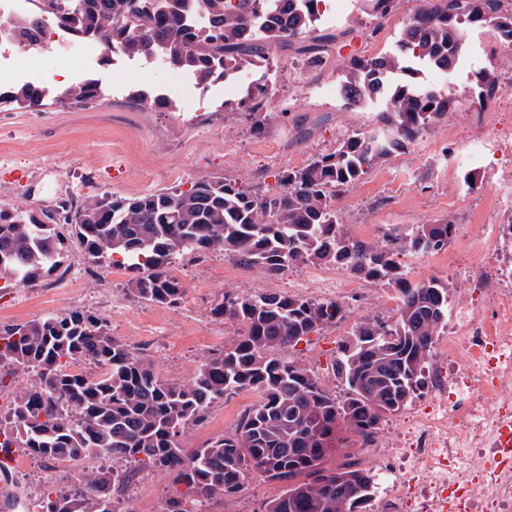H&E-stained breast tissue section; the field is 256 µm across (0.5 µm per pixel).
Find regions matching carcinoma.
Instances as JSON below:
<instances>
[{
    "label": "carcinoma",
    "instance_id": "carcinoma-1",
    "mask_svg": "<svg viewBox=\"0 0 512 512\" xmlns=\"http://www.w3.org/2000/svg\"><path fill=\"white\" fill-rule=\"evenodd\" d=\"M41 0L39 14L5 33L15 45L31 44L40 20L64 28L104 52L159 59L191 73L201 84L227 79L245 68L263 69L268 46L278 45L323 64L327 47L344 69L347 108L377 98L383 108L375 125L343 138L336 149L304 167L282 171L263 192L221 177H201L186 189L139 196L104 194L76 207L62 204V223L49 224L27 211L0 206V279L35 287L63 263L65 236L75 238L89 259L130 273V296L177 306L185 288L172 273L185 256L222 251L236 264L276 275L291 265L330 266L381 286L397 301L391 318L353 316L329 300L257 291L224 290L214 316L244 332L219 357L188 380L170 383L152 363L112 336L89 311L72 310L0 328V368L33 372L0 417V454L14 448L47 460L100 458L104 464L76 479L58 474L36 503L46 512H127L113 490L137 468L173 476L183 486L163 512H194L196 504L233 497L259 473L281 484L264 512H369L378 493L377 472L358 461L326 467L345 432L361 438L408 408L427 383L436 341L448 324V281L416 279L402 257L435 253L456 234L449 222L395 224L376 242L355 237L331 205L336 194L359 182L379 163L407 149L448 121L456 101L423 82L409 57L424 66L448 67L463 52L467 32L490 26L512 44V12L500 0H426L403 21L394 51L366 57L333 34L306 39L321 0ZM377 18L398 0H362ZM211 23L196 27L197 11ZM496 77L475 72L470 107L484 111ZM11 101L39 108L87 104L98 97V80L85 79L52 95L24 83ZM269 87L247 86L242 103L256 118V131L272 119ZM354 318L333 362L338 396L315 373L289 355L313 334ZM84 357L103 368L96 375L69 372ZM257 390L260 402L235 432L198 448H186V430L211 406L242 390Z\"/></svg>",
    "mask_w": 512,
    "mask_h": 512
}]
</instances>
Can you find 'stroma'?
<instances>
[{
	"instance_id": "1",
	"label": "stroma",
	"mask_w": 512,
	"mask_h": 512,
	"mask_svg": "<svg viewBox=\"0 0 512 512\" xmlns=\"http://www.w3.org/2000/svg\"><path fill=\"white\" fill-rule=\"evenodd\" d=\"M418 5L419 0H399L381 27L358 2L320 19L318 26L335 33L352 31L354 47L371 57L392 46L402 20ZM468 44L479 50L478 67L492 70L499 83L512 80V56L499 51L490 30L472 31ZM91 51L82 58L62 48L47 49L32 81L45 87L55 80L71 84L95 78L100 88L96 101L65 107L0 105V205L39 216L65 202L185 189L209 176L265 190L274 186L278 172L333 151L345 136L375 121L373 106L345 108L332 58L314 68L291 51L273 49L264 79L272 94L266 107L274 117L256 134L251 130L254 118L241 102L245 81L233 77L203 86L188 75L177 81L162 61L112 55L96 44ZM156 97L167 100V107L151 106ZM500 103L496 96L484 111L465 108L450 116L332 202L350 229L368 225L362 238L370 242L390 224H456L450 246L433 261L410 254L404 262L416 277L448 280L451 300L476 310L484 302L465 265L484 225L504 224L508 217L497 197L482 186L463 192L460 175L472 168L474 149L492 153L512 145V115L504 114ZM309 272V266L299 265L271 276L220 252L189 255L173 269L184 284V299L179 306L163 307L132 298L126 291L127 274L93 263L72 242L62 267L50 277L51 287L0 288V326L72 309L89 311L109 325L114 337L148 358L164 380L181 382L220 356L241 332L211 313L225 288L243 295L257 290L290 293ZM350 327L346 321L328 328L292 351L332 392L339 389L332 371L336 344ZM248 408L235 395L214 403L205 420L189 428L184 446L196 448L234 432ZM51 476V470L35 462L22 471H0V485L40 498ZM176 491L170 476L147 469L132 473L114 495L128 512H162ZM279 491V484L255 473L234 497L213 498L210 512H263L264 502Z\"/></svg>"
}]
</instances>
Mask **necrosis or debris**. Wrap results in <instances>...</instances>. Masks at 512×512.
Segmentation results:
<instances>
[{
    "instance_id": "necrosis-or-debris-1",
    "label": "necrosis or debris",
    "mask_w": 512,
    "mask_h": 512,
    "mask_svg": "<svg viewBox=\"0 0 512 512\" xmlns=\"http://www.w3.org/2000/svg\"><path fill=\"white\" fill-rule=\"evenodd\" d=\"M476 277L491 314L456 306L433 367L435 393L453 401L408 421L399 447L361 443L387 478L378 512H512V464L478 467L500 454L496 412H512V263L477 267Z\"/></svg>"
}]
</instances>
